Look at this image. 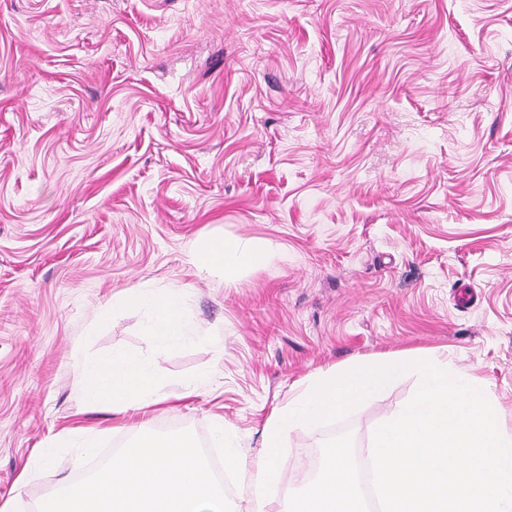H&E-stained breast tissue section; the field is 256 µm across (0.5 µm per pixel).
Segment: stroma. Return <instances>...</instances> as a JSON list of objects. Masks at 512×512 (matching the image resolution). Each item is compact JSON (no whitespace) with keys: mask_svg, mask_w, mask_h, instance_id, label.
I'll list each match as a JSON object with an SVG mask.
<instances>
[{"mask_svg":"<svg viewBox=\"0 0 512 512\" xmlns=\"http://www.w3.org/2000/svg\"><path fill=\"white\" fill-rule=\"evenodd\" d=\"M204 234L277 251L233 285ZM188 291L195 334L156 352L113 292ZM157 354L175 408L87 409L83 359ZM447 351L512 428V0H0V512L88 472L39 448H103L223 419L244 464L311 377ZM212 383L181 398L202 373ZM414 377L290 432L280 489L330 437L365 462Z\"/></svg>","mask_w":512,"mask_h":512,"instance_id":"35a3bbf8","label":"stroma"}]
</instances>
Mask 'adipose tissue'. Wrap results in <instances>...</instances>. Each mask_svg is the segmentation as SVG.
Returning <instances> with one entry per match:
<instances>
[{"mask_svg":"<svg viewBox=\"0 0 512 512\" xmlns=\"http://www.w3.org/2000/svg\"><path fill=\"white\" fill-rule=\"evenodd\" d=\"M274 246L251 239L228 241L207 235L198 238L193 257L200 269L219 270L225 283L235 282L247 268L266 263ZM186 293L178 288L142 286L120 290L102 304L98 321L109 320L118 311L136 308L146 312L147 329L157 349L167 350L186 341L190 328L185 315ZM84 404L113 412L142 411L169 401L157 361L153 356L115 351L86 359L82 364Z\"/></svg>","mask_w":512,"mask_h":512,"instance_id":"ef3b65f1","label":"adipose tissue"}]
</instances>
